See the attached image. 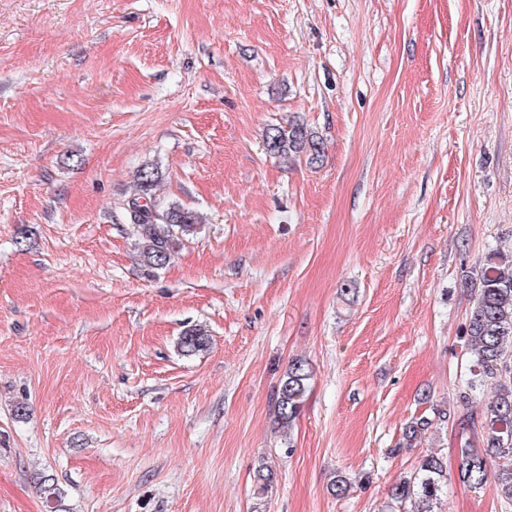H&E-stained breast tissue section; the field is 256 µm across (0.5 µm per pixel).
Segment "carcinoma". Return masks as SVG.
Segmentation results:
<instances>
[{
  "label": "carcinoma",
  "instance_id": "obj_1",
  "mask_svg": "<svg viewBox=\"0 0 512 512\" xmlns=\"http://www.w3.org/2000/svg\"><path fill=\"white\" fill-rule=\"evenodd\" d=\"M263 143L267 153L286 162L302 158L307 164L316 165L325 153L323 140L294 120L267 126ZM158 185V168L146 165L138 170L134 194L122 203L125 222L138 226L143 262L153 269L169 264L179 247L177 233H193L201 222L196 212L178 203H160L156 198ZM475 285V304L465 335L468 376L458 389V397L468 405L479 397L484 386H493L494 392L483 403L480 415L481 440L487 451L465 443L458 480L470 488H480L493 480L501 507L512 512V466L494 470L491 463L493 457L512 460V258L498 250L488 253ZM209 343L208 331L196 325L182 333L177 346L190 356L206 350ZM310 379L305 362L289 364L274 398L275 417L281 426H290L299 415ZM446 423V412L414 419L405 427L406 447L417 446L432 426ZM36 485L40 495L54 505L53 512H70L65 492L54 477L42 474ZM447 486L448 474L442 459L428 453L422 456L413 474L394 485L392 500L397 504L413 501L415 512H436Z\"/></svg>",
  "mask_w": 512,
  "mask_h": 512
}]
</instances>
